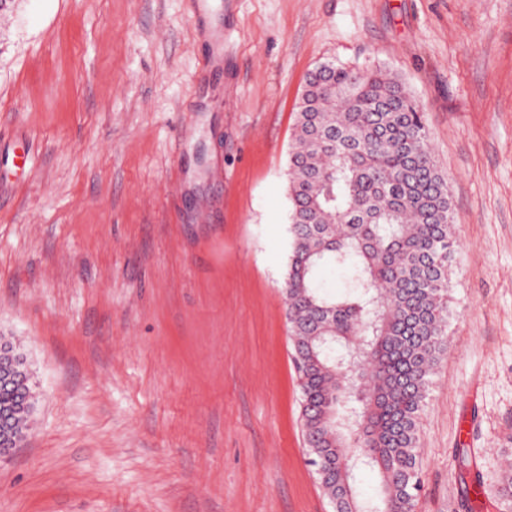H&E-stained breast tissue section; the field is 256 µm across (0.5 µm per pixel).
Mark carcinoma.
Here are the masks:
<instances>
[{
	"instance_id": "1",
	"label": "carcinoma",
	"mask_w": 512,
	"mask_h": 512,
	"mask_svg": "<svg viewBox=\"0 0 512 512\" xmlns=\"http://www.w3.org/2000/svg\"><path fill=\"white\" fill-rule=\"evenodd\" d=\"M294 138L284 294L309 464L333 512H415L420 420L448 349V181L415 100L378 68L310 72ZM336 268L350 288L339 297L320 286ZM6 369L15 379L0 387V409L19 445L35 381L0 336ZM360 467L378 472L377 496L359 498Z\"/></svg>"
}]
</instances>
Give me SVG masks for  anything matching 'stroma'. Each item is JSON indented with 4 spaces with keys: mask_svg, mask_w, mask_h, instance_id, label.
<instances>
[{
    "mask_svg": "<svg viewBox=\"0 0 512 512\" xmlns=\"http://www.w3.org/2000/svg\"><path fill=\"white\" fill-rule=\"evenodd\" d=\"M381 67L424 113L460 246L417 512L512 458V0H12L0 335L37 408L0 512H332L282 293L304 80Z\"/></svg>",
    "mask_w": 512,
    "mask_h": 512,
    "instance_id": "obj_1",
    "label": "stroma"
}]
</instances>
